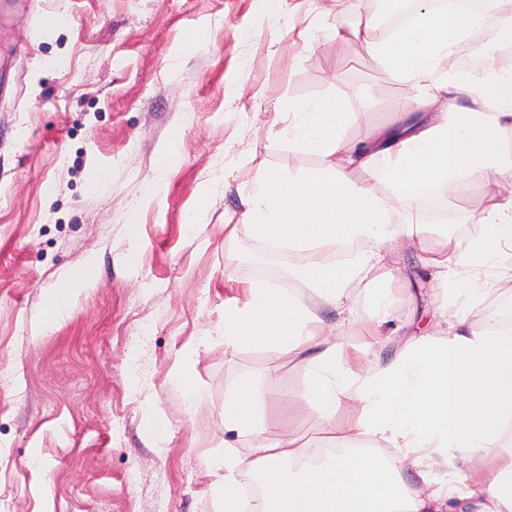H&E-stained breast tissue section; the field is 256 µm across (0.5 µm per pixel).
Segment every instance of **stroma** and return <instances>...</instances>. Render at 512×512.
I'll list each match as a JSON object with an SVG mask.
<instances>
[{"label":"stroma","instance_id":"35a3bbf8","mask_svg":"<svg viewBox=\"0 0 512 512\" xmlns=\"http://www.w3.org/2000/svg\"><path fill=\"white\" fill-rule=\"evenodd\" d=\"M358 3L349 16L335 0H0V496L13 512H215L211 457L254 445L225 433V394L273 364L266 437L327 447L304 400L316 349L276 361L225 347L224 304H245L257 277L243 254L257 174L325 162L290 142L292 107L342 98L351 144L410 93L369 40L329 39L382 7ZM358 177L422 221L427 244H385L351 289L386 297V319L346 320L302 289L365 367L447 334L450 305L423 258L478 236L496 186H449L434 222L379 173ZM90 258L93 285L45 326L62 274Z\"/></svg>","mask_w":512,"mask_h":512}]
</instances>
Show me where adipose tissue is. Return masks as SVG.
<instances>
[{
	"mask_svg": "<svg viewBox=\"0 0 512 512\" xmlns=\"http://www.w3.org/2000/svg\"><path fill=\"white\" fill-rule=\"evenodd\" d=\"M417 4L410 25L371 44L374 58L413 92L395 119L355 148L340 137L353 117L342 99L296 105L290 141L326 163L300 178L261 174L249 201L246 223L254 238L318 254L296 276L333 304L352 282L368 278L379 244H425L421 223L387 209L355 171L384 158L387 185L417 200L473 176L512 182V151L503 143L512 128V69L489 64L440 84L433 79L439 61L482 24L483 14ZM481 223L477 237L449 244L432 260L449 298L467 296L474 308L487 291L459 271L512 267V254L503 251L512 244V196L492 198ZM352 243L360 246L353 259L328 262ZM91 268L87 262L64 275L47 302V324L92 282ZM248 290L245 306H224L225 345L277 358L319 347L307 405L324 433L349 448L314 463L296 435L262 438L272 401L253 377L241 378L224 399V430L258 443L249 459L229 452L213 459L221 476L211 493L222 512H512V327L477 330L460 317L447 335L415 337L393 361L356 372L344 363L341 344L322 337L299 295L263 282ZM346 402L358 409L355 421L336 416ZM410 469L429 473L424 487L405 481Z\"/></svg>",
	"mask_w": 512,
	"mask_h": 512,
	"instance_id": "adipose-tissue-1",
	"label": "adipose tissue"
}]
</instances>
